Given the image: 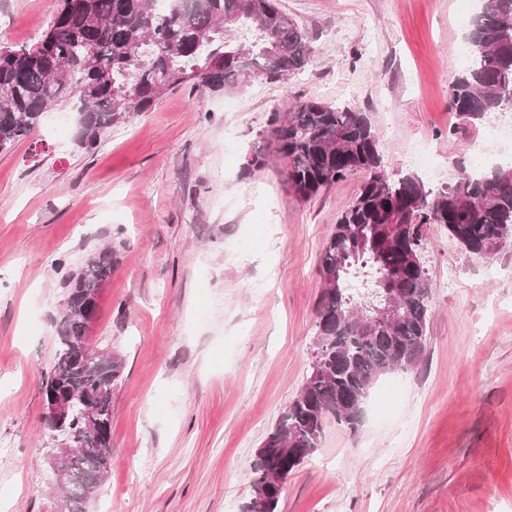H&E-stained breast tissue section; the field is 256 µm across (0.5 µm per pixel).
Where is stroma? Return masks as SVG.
Masks as SVG:
<instances>
[{
  "instance_id": "obj_1",
  "label": "stroma",
  "mask_w": 512,
  "mask_h": 512,
  "mask_svg": "<svg viewBox=\"0 0 512 512\" xmlns=\"http://www.w3.org/2000/svg\"><path fill=\"white\" fill-rule=\"evenodd\" d=\"M60 0H0V45L32 44ZM312 63L288 82L201 96L183 85L95 151L49 114L0 152V512H48L43 380L64 264L120 258L94 333L123 358L112 457L87 512H243L266 433L300 389L327 237L366 180L309 200L284 164L247 169L300 100L356 104L389 174L453 183L488 137H453L462 0H279ZM426 152L429 166L411 163ZM422 359L372 389L357 428L329 422L279 512H512V250L465 251L428 225Z\"/></svg>"
}]
</instances>
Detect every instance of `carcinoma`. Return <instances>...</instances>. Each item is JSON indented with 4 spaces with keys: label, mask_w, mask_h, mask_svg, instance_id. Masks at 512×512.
Segmentation results:
<instances>
[{
    "label": "carcinoma",
    "mask_w": 512,
    "mask_h": 512,
    "mask_svg": "<svg viewBox=\"0 0 512 512\" xmlns=\"http://www.w3.org/2000/svg\"><path fill=\"white\" fill-rule=\"evenodd\" d=\"M60 0L53 22L31 46L0 47V152L28 136L44 114L70 109L75 142L96 148L112 127L152 109L167 92L190 83L204 95L252 81L287 82L313 58L307 32L278 0ZM246 26L250 45L227 32ZM467 41L475 62L449 86L448 107L467 133L512 100V0H481ZM270 137L286 163V181L298 197L364 170L369 178L342 211L326 239L319 274L316 330L325 363H309L294 399L265 435L252 467L244 512L260 502L277 512L283 493L270 475L292 472V456L320 447L327 424L357 425L352 399H366L397 360L418 363L428 341L431 282L420 249L423 226L441 224L467 252L493 256L512 248V165L481 174L459 170L454 183L434 191L415 174L394 178L383 165L370 113L357 106L315 100L297 103L273 121ZM118 263L112 244L98 249L61 277L56 354L44 397L82 396L103 414L93 435L84 415L46 424L48 433L83 434V447L67 458L72 481L59 493L70 512H86L107 475L112 456V386L122 359L106 351L87 366L74 340L84 335L86 306L108 283ZM397 285L406 298L403 319L373 318L385 290Z\"/></svg>",
    "instance_id": "carcinoma-1"
}]
</instances>
